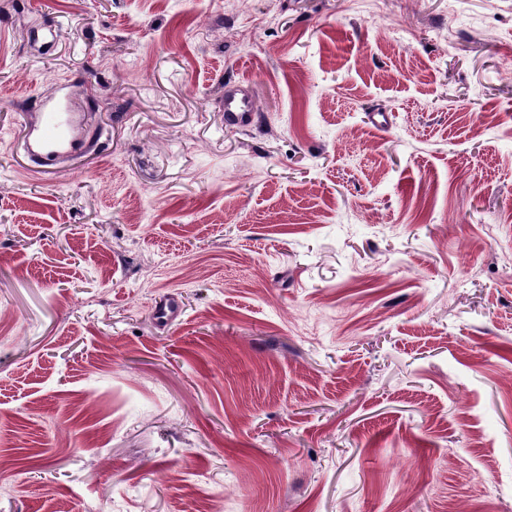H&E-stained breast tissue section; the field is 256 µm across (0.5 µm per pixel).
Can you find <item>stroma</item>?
Wrapping results in <instances>:
<instances>
[{
    "label": "stroma",
    "instance_id": "35a3bbf8",
    "mask_svg": "<svg viewBox=\"0 0 512 512\" xmlns=\"http://www.w3.org/2000/svg\"><path fill=\"white\" fill-rule=\"evenodd\" d=\"M218 505L512 512V0H0V512ZM259 121L254 112L248 84L228 80L224 82V124L232 128H247ZM66 89V85L61 86L63 95L59 101L41 103L39 125L23 136L28 154L43 167L50 166L60 156L88 146L82 122L72 112Z\"/></svg>",
    "mask_w": 512,
    "mask_h": 512
}]
</instances>
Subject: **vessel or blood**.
Returning a JSON list of instances; mask_svg holds the SVG:
<instances>
[{"label":"vessel or blood","mask_w":512,"mask_h":512,"mask_svg":"<svg viewBox=\"0 0 512 512\" xmlns=\"http://www.w3.org/2000/svg\"><path fill=\"white\" fill-rule=\"evenodd\" d=\"M259 120L252 105L248 85L233 80L224 83V124L232 128H247ZM23 141L28 154L40 166L47 167L57 158L86 148L83 125L78 120L68 98L41 105L40 123L28 130Z\"/></svg>","instance_id":"1"}]
</instances>
